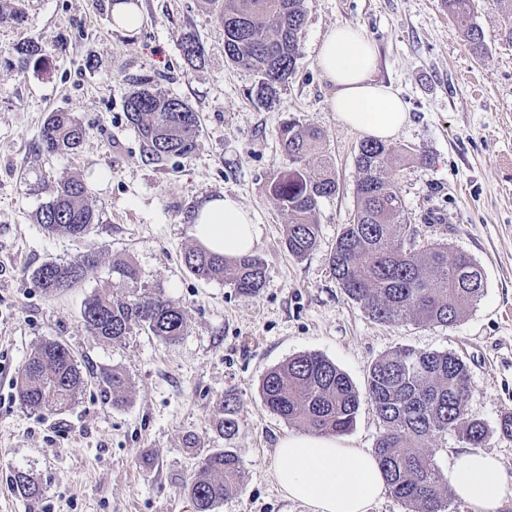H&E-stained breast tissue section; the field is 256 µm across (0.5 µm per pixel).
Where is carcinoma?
<instances>
[{"label":"carcinoma","mask_w":512,"mask_h":512,"mask_svg":"<svg viewBox=\"0 0 512 512\" xmlns=\"http://www.w3.org/2000/svg\"><path fill=\"white\" fill-rule=\"evenodd\" d=\"M224 23V49L229 61L257 76V100L274 101L278 87L293 74L299 56V37L305 0H209ZM448 15L463 27L467 45L483 50L480 28L469 21L470 0H444ZM184 60L195 67L204 61V48L191 33L179 39ZM18 66L38 65L42 48L23 42L13 48ZM127 121L141 137L149 159L162 162L185 156L196 146L199 115L175 97L145 87L125 102ZM286 163L268 183L270 196L288 213L283 245L295 257L316 246L319 225L314 214L319 202L337 191L332 163L323 158L314 167L306 159L323 152L324 134L294 119L279 128ZM83 129L69 112H51L41 129L49 153H74ZM409 152L383 141L361 143L356 164L362 174L357 184V210L345 225L331 255L338 284L370 318L382 324L412 320L421 325L450 328L481 299L482 267L464 253L451 255L436 243L418 252L410 247V225L405 223L404 201L383 175L385 164ZM87 188L78 179L61 182L35 214L49 234L80 239L99 223L86 202ZM98 255L89 252L74 263L46 262L32 272L39 288L58 295L77 286ZM186 268L200 279L222 277L240 294L254 296L266 277L264 262L247 255L234 261L201 246L184 253ZM119 287L98 292L83 303L84 327L104 343L119 342L144 330L172 344L187 329L185 312L162 292H148L138 268L129 261L112 265ZM112 407L123 406L130 381L120 369L100 377ZM83 372L68 346L57 340L34 348L15 380L20 405L31 413L62 410L83 389ZM265 407L282 419L321 435L349 432L361 404L359 392L332 361L317 353H301L268 371L261 382ZM470 375L466 363L451 352L400 348L376 360L367 379L366 399L373 406L382 431L373 455L383 470L390 494L407 512H450L452 494L428 442L454 431L471 448H480L488 430L468 417ZM239 398L231 391L220 401L217 427L225 438L240 430ZM242 478V462L231 448L205 455L198 472L186 484L195 512H215ZM11 482L17 493L34 498L40 487L31 473L17 469Z\"/></svg>","instance_id":"1"}]
</instances>
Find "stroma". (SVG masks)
<instances>
[{"instance_id": "obj_1", "label": "stroma", "mask_w": 512, "mask_h": 512, "mask_svg": "<svg viewBox=\"0 0 512 512\" xmlns=\"http://www.w3.org/2000/svg\"><path fill=\"white\" fill-rule=\"evenodd\" d=\"M140 2L130 33L115 26L112 0H0V512H192L184 486L201 458L224 448L240 457L243 474L215 512H312L284 498L274 480L279 440L301 428L265 408L263 376L315 352L362 390L371 364L401 347L466 362L468 416L485 424L484 449L499 456L509 486L497 512H512V438L499 432L512 412V42L493 0H471V21L484 36L479 55L440 0H306L296 71L268 105L253 94L255 74L227 60L224 26L208 0ZM343 25L375 44L377 77L399 91L409 113L392 143L418 158L386 165L385 174L405 201L415 249L443 242L484 271L481 300L452 328L375 322L331 273L336 240L357 206L363 141L331 112L316 63L326 33ZM185 32L203 44V65L185 63ZM30 40L44 61L22 69L11 50ZM143 77L150 91L198 113L189 156L158 164L144 154L124 107ZM56 110L83 127L77 152L43 151L39 132ZM290 117L325 132L339 184L320 201L318 245L302 258L283 247L288 215L267 191L284 161L279 126ZM70 178L85 183L100 218L82 240L47 234L34 221ZM223 193L260 228L254 253L266 277L254 296L220 277L197 278L183 263L195 244L188 210ZM90 251L98 262L78 286L56 297L37 288L35 268ZM121 259L138 266L146 288L182 307L179 341L138 331L108 344L82 325L84 300L117 285L112 264ZM45 340L65 343L88 383L65 410L33 414L16 400L14 383ZM113 368L131 382L118 409L97 382ZM228 391L240 401V430L230 439L216 427ZM17 468L33 474L37 497L14 491L9 474Z\"/></svg>"}]
</instances>
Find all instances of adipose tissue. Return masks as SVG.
Segmentation results:
<instances>
[{"label": "adipose tissue", "instance_id": "obj_1", "mask_svg": "<svg viewBox=\"0 0 512 512\" xmlns=\"http://www.w3.org/2000/svg\"><path fill=\"white\" fill-rule=\"evenodd\" d=\"M317 65L331 86L329 107L348 129L388 140L407 123L400 94L376 79L374 45L352 26L328 31ZM197 243L228 258L251 254L259 228L233 196L205 199L191 223ZM275 479L283 495L313 512H369L386 488L383 471L370 453L336 439L291 434L276 448ZM449 485L472 512H494L507 489L504 467L487 451L459 452L448 473Z\"/></svg>", "mask_w": 512, "mask_h": 512}]
</instances>
